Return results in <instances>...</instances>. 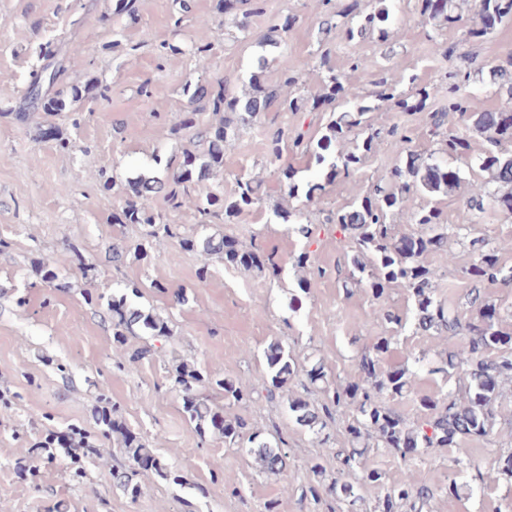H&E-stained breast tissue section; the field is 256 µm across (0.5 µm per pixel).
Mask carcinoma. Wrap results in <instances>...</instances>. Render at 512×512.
<instances>
[{
    "instance_id": "obj_1",
    "label": "carcinoma",
    "mask_w": 512,
    "mask_h": 512,
    "mask_svg": "<svg viewBox=\"0 0 512 512\" xmlns=\"http://www.w3.org/2000/svg\"><path fill=\"white\" fill-rule=\"evenodd\" d=\"M357 2L351 0L341 5L337 0H313L312 9L323 18L325 33L343 28L351 41L377 33L382 42H388L394 0H376L377 6L369 13L358 10ZM421 2L420 13L425 24L436 29L443 23L459 21L454 15L455 0ZM245 4L249 8L236 25L244 39L250 35L246 18L263 14L265 0H214V10L224 15L236 12ZM475 9L479 24L468 31L473 39H481L497 25L512 20V0H476ZM294 23L295 17L290 15L278 19L269 27V35L262 38V42L273 49L287 47L285 35ZM213 38V28L207 27L191 47L199 62H205L210 56ZM303 66L318 74V90L311 97L310 111L317 112L323 107L332 112L331 120L326 126V134L315 144L300 132L291 138L282 130L269 135L266 147L272 161L281 160L288 149L314 156L317 165L331 180L341 174L348 175L372 150L374 139L378 137V132L371 131L369 113L387 108L421 114L427 134L438 139L442 154L489 175L486 181L474 180L468 184L467 202L457 223H448L441 208L419 205L416 198L440 191H455L462 183L460 170L448 167L441 160L431 161L411 150L410 131L394 125L388 133L398 147L400 164L387 173L373 194L353 199L342 210L326 218V223L353 233L354 254L348 260L347 280L357 284L368 281V292L376 301L381 300L392 285L403 288L413 303L415 329L461 340L460 348L438 354V360L431 368L432 373H441L447 378L458 376V389L448 391L441 401L421 399L420 406L427 410V414L420 421L383 405L382 395L401 397L408 392L418 376L417 365L421 358L410 352L402 368L379 369V363L392 349L394 337L378 336L365 347L359 361V373L352 381L332 387L327 384L322 365L318 362L311 365L306 376L312 385L324 383L323 402L316 404L300 394L288 396V410L294 422L316 435L322 434L334 413L343 408L351 411L344 421L346 439L343 446L336 450L326 449L338 465L336 477L326 485L319 483L304 487L302 498L318 501L325 494L336 502L334 512H357L359 486L376 483L381 488L376 512H420L422 506L436 497L439 489L416 483L410 473L397 483L383 482L381 473L369 471L363 465L365 440L375 436L384 450L404 460L409 454L419 458L452 448L463 438L486 437L496 425V402L502 395L503 384L512 383V333L501 328L500 309L486 297L485 289L492 286L512 288V270L507 271L501 265L498 249L490 242L478 238L470 240L474 259L464 268L463 276L471 288L464 294V303L447 306L433 295V282L440 274L425 262V257L447 248L449 238L462 236L468 225L477 223L489 209L512 214V152L509 151L512 117L505 116L499 109H487L479 94L466 90V84L484 81L483 65L469 68L461 81L450 73L448 82L435 86L434 92L424 89L415 96L397 90L389 84L387 77L381 76L373 81L376 90L371 93L372 105L356 103V94L344 76L330 64L329 54H311ZM267 68L268 58L258 56L245 91L240 95L230 93L224 81L186 83L184 92L191 110L183 113L170 127V133L189 132L203 149L187 150L181 157L165 161L157 156L155 163L164 165L168 171L166 178L141 176L130 182L129 192L122 199L114 221L150 227V241L145 246L136 247L137 257L144 259L148 257L147 249H155L167 240L179 237L185 248H199L208 256L219 255L225 263L244 271H261L269 267L272 274H278L270 260L261 259L258 253L240 247L227 235L180 236L176 225L168 223L165 215L154 207L155 198L161 196L168 209H180L200 182L224 167V145L239 128L251 124L260 113L301 110L296 91L302 85V72L284 70L271 87L265 78ZM490 80L495 94L512 105V55L491 67ZM40 87L42 79L35 72L26 93L32 112L54 117L65 109L62 99L41 94ZM432 94L445 98L446 103L438 108L429 106ZM204 112L212 114V120L207 124L200 121ZM451 112L458 114L462 123L455 133L447 130ZM36 127L38 138L54 140L63 150L69 148V142L55 124L39 122ZM471 129L484 135L488 143L484 152L476 157L470 153L467 131ZM349 135L355 139L353 150L344 152L336 148ZM278 173L288 200L294 205L276 211L275 216L288 225L291 233L309 239L312 228L306 220V212L324 185L317 175L296 182V171L288 164L278 167ZM236 186L237 190L230 198L224 197V189L220 187L197 197L195 207L199 215L228 222L259 201L260 181L240 176ZM395 216L402 223L414 224L420 230L400 236L394 234L389 218ZM107 308L112 313V336L118 348L125 345L128 336L169 334L164 319L132 304L125 294L112 295ZM297 373V359L288 348L279 340L270 343L264 351L261 373L266 398L271 401L285 394ZM169 377L172 388L179 393L186 419L199 435H217L224 439V446L241 449L263 474L282 476L288 471L285 449L264 438L244 417L228 418L224 408L210 404L201 395V390L215 387L223 391L224 400L229 405L253 401L251 393L231 379L215 378L175 356ZM116 413L113 406L102 407L97 429L101 437L112 439L124 454L127 463L112 467V482L134 500L141 494L137 480L140 470H151L166 479L171 476V468L142 437L125 428ZM502 437L506 442L497 449L487 471H482L478 465H466L476 471V477L482 482L493 480L495 474L512 478V421L504 427Z\"/></svg>"
}]
</instances>
